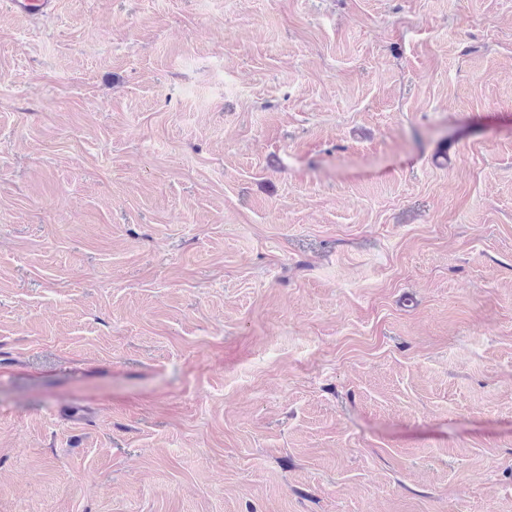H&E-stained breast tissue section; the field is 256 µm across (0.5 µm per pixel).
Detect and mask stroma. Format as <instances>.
<instances>
[{
    "instance_id": "stroma-1",
    "label": "stroma",
    "mask_w": 512,
    "mask_h": 512,
    "mask_svg": "<svg viewBox=\"0 0 512 512\" xmlns=\"http://www.w3.org/2000/svg\"><path fill=\"white\" fill-rule=\"evenodd\" d=\"M0 512H512V0H0ZM10 7L12 10L25 17L35 15H51L55 12L57 1L56 0H10Z\"/></svg>"
}]
</instances>
